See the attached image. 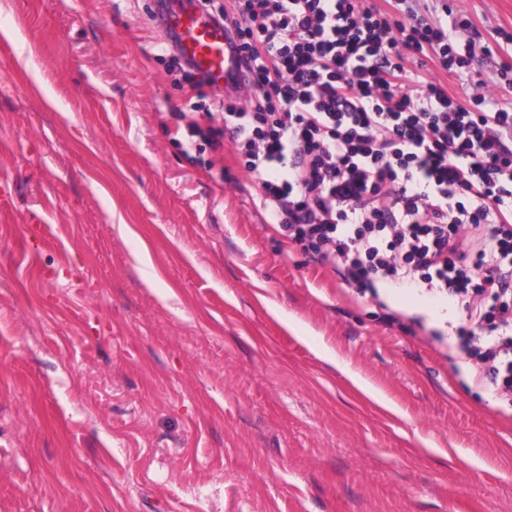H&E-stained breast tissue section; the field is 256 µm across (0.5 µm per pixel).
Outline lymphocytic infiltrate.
<instances>
[{
    "mask_svg": "<svg viewBox=\"0 0 512 512\" xmlns=\"http://www.w3.org/2000/svg\"><path fill=\"white\" fill-rule=\"evenodd\" d=\"M202 6L235 33L246 92L188 138L230 137L282 234L346 282L455 304L457 357L512 398V65L477 77L469 19L420 0Z\"/></svg>",
    "mask_w": 512,
    "mask_h": 512,
    "instance_id": "1",
    "label": "lymphocytic infiltrate"
}]
</instances>
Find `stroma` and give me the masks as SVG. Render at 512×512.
<instances>
[{"label":"stroma","instance_id":"1","mask_svg":"<svg viewBox=\"0 0 512 512\" xmlns=\"http://www.w3.org/2000/svg\"><path fill=\"white\" fill-rule=\"evenodd\" d=\"M448 4L512 64V0ZM154 7L0 0V512H512L457 308L348 285L198 152Z\"/></svg>","mask_w":512,"mask_h":512}]
</instances>
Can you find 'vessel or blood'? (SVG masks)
Masks as SVG:
<instances>
[{
  "label": "vessel or blood",
  "mask_w": 512,
  "mask_h": 512,
  "mask_svg": "<svg viewBox=\"0 0 512 512\" xmlns=\"http://www.w3.org/2000/svg\"><path fill=\"white\" fill-rule=\"evenodd\" d=\"M153 22L162 43L187 63L209 88L235 96L229 81L234 71L233 40L223 23L199 7L179 0H156Z\"/></svg>",
  "instance_id": "obj_1"
}]
</instances>
